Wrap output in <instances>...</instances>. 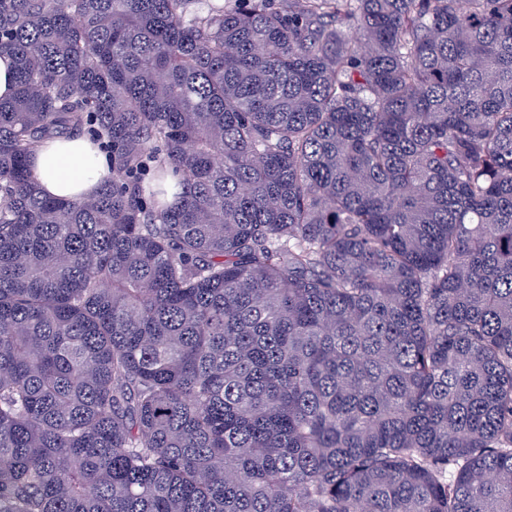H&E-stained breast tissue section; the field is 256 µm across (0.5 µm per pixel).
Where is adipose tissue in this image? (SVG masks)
I'll return each instance as SVG.
<instances>
[{
  "instance_id": "ef3b65f1",
  "label": "adipose tissue",
  "mask_w": 512,
  "mask_h": 512,
  "mask_svg": "<svg viewBox=\"0 0 512 512\" xmlns=\"http://www.w3.org/2000/svg\"><path fill=\"white\" fill-rule=\"evenodd\" d=\"M32 169L43 192L66 199L96 194L102 177L111 173L107 156L82 137L55 140L37 148Z\"/></svg>"
}]
</instances>
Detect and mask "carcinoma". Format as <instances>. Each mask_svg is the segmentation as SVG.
<instances>
[{
	"label": "carcinoma",
	"instance_id": "cac0c4a2",
	"mask_svg": "<svg viewBox=\"0 0 512 512\" xmlns=\"http://www.w3.org/2000/svg\"><path fill=\"white\" fill-rule=\"evenodd\" d=\"M4 51L0 512H512V0H0ZM32 169L43 192L66 199L92 196L102 177L112 176L107 156L83 137L54 140L37 148Z\"/></svg>",
	"mask_w": 512,
	"mask_h": 512
}]
</instances>
